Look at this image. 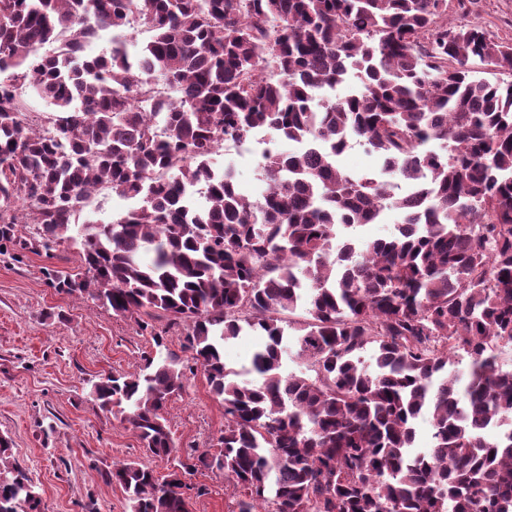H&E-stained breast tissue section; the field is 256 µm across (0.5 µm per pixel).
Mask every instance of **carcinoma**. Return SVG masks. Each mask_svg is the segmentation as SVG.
I'll use <instances>...</instances> for the list:
<instances>
[{
    "instance_id": "cac0c4a2",
    "label": "carcinoma",
    "mask_w": 512,
    "mask_h": 512,
    "mask_svg": "<svg viewBox=\"0 0 512 512\" xmlns=\"http://www.w3.org/2000/svg\"><path fill=\"white\" fill-rule=\"evenodd\" d=\"M135 27L151 38L132 60ZM106 31L108 50L82 54ZM474 60L512 72V44L448 24V0H0V248L76 246L79 271L49 285L154 343L90 390L173 461L101 472L131 512H190L192 477L214 470L234 512H512V433L483 432L512 420L496 354L512 345V83ZM264 131L302 149L264 150L252 198L214 155ZM355 145L380 174L340 168ZM100 189L139 206L75 223ZM391 209L392 235L352 237ZM159 319L184 328L181 352ZM244 331L265 342L235 371L224 342ZM196 367L224 431L182 456L164 413ZM41 504L0 436V512Z\"/></svg>"
}]
</instances>
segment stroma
I'll use <instances>...</instances> for the list:
<instances>
[{
	"label": "stroma",
	"mask_w": 512,
	"mask_h": 512,
	"mask_svg": "<svg viewBox=\"0 0 512 512\" xmlns=\"http://www.w3.org/2000/svg\"><path fill=\"white\" fill-rule=\"evenodd\" d=\"M481 26L512 43V0H478L462 14L448 0V20ZM76 247L52 254H0V436L40 487L43 512H128L123 490L100 476L112 463L146 458L139 438L89 395L99 375L133 370L153 352L148 333L90 300L51 288L46 270H78ZM165 417L180 452L216 448L224 406L212 397L203 372L191 375ZM206 493L191 512H232L222 474L196 475Z\"/></svg>",
	"instance_id": "1"
}]
</instances>
